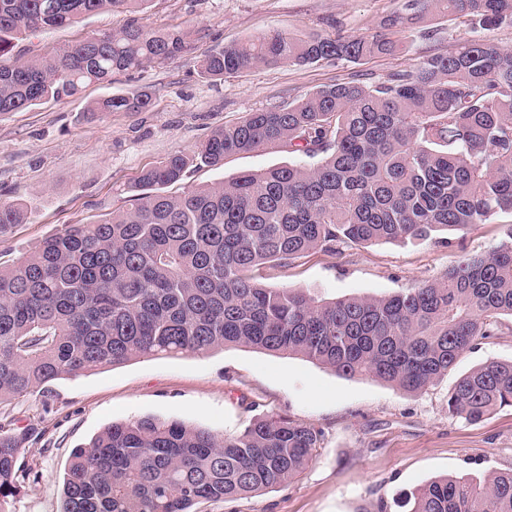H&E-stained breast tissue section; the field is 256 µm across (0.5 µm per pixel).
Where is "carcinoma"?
I'll return each instance as SVG.
<instances>
[{"mask_svg":"<svg viewBox=\"0 0 512 512\" xmlns=\"http://www.w3.org/2000/svg\"><path fill=\"white\" fill-rule=\"evenodd\" d=\"M149 0H0V114L76 95L90 83L182 58L187 34L134 17L51 58H12L16 42L107 10L138 13ZM473 29L512 27V0H399L378 30L299 39L262 33L211 48L206 77L259 66L359 62L395 52L398 34L436 16ZM146 94L111 96L97 112L146 109ZM283 143L310 162L245 171L211 186L165 188L189 167H214ZM135 207L73 224L0 265V403L64 376L156 356L241 347L299 356L344 377L407 392L448 374L498 316L512 317V228L494 250L465 256L439 280L381 297L326 301L268 288L254 267L349 242L425 241L512 213V50L481 38L424 56L371 83L354 78L286 107L249 112L191 155L144 170ZM25 219L0 201V235ZM512 407V360L464 374L448 414L481 421ZM0 426V505L15 494L18 449L34 435ZM321 434L282 416L220 437L143 418L105 428L78 448L62 512H192L282 486L312 461ZM405 512H512V473L432 481Z\"/></svg>","mask_w":512,"mask_h":512,"instance_id":"obj_1","label":"carcinoma"}]
</instances>
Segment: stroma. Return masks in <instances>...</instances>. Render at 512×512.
Listing matches in <instances>:
<instances>
[{"label": "stroma", "instance_id": "1", "mask_svg": "<svg viewBox=\"0 0 512 512\" xmlns=\"http://www.w3.org/2000/svg\"><path fill=\"white\" fill-rule=\"evenodd\" d=\"M399 0H150L146 18L157 28L188 32L180 60L114 73L75 96L0 115V200L22 204L24 223L0 237V261L34 251L73 224H90L135 205L141 171L176 153L188 154L246 113L286 106L319 87L358 76L377 81L423 56L453 51L471 32L461 20L436 18L433 37L411 33L398 54L358 63L258 67L230 78H202L196 61L208 48L269 31L296 37L374 31ZM128 13L92 15L74 25L37 32L18 43L22 58L53 56L102 32L125 26ZM146 94L141 112L90 108L114 96ZM275 143L225 158L218 168L190 169L191 186L212 185L244 170L297 161ZM512 228V214L452 236L450 244H342L314 250L286 265L254 269L269 288H295L324 298L384 296L444 277L463 256L495 249ZM512 359V318L499 317L494 336L463 354L436 384L408 393L365 376L343 377L299 357L247 348L203 355L131 360L52 383L0 405V425L33 427L37 439L19 454L26 476L5 512H59L71 454L114 423L144 417L179 421L222 436L250 421L281 415L322 432L314 461L287 484L196 512H401L423 485L469 475L512 471V407L478 423L448 414L458 378L490 361Z\"/></svg>", "mask_w": 512, "mask_h": 512}]
</instances>
